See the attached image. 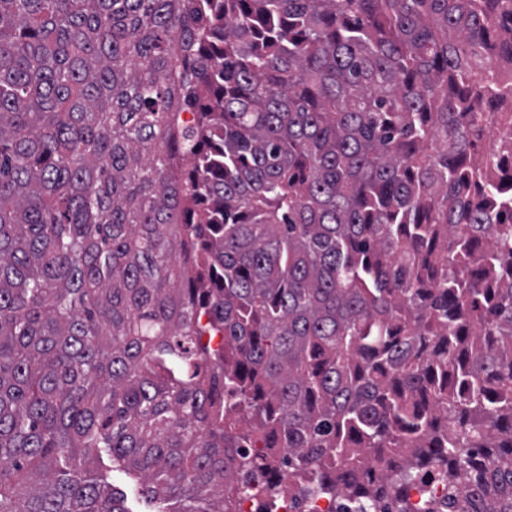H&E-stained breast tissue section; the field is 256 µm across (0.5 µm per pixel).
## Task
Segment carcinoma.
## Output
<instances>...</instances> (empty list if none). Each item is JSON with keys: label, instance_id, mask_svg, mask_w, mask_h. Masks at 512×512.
I'll return each instance as SVG.
<instances>
[{"label": "carcinoma", "instance_id": "1", "mask_svg": "<svg viewBox=\"0 0 512 512\" xmlns=\"http://www.w3.org/2000/svg\"><path fill=\"white\" fill-rule=\"evenodd\" d=\"M508 59L512 0H0V512H512Z\"/></svg>", "mask_w": 512, "mask_h": 512}]
</instances>
